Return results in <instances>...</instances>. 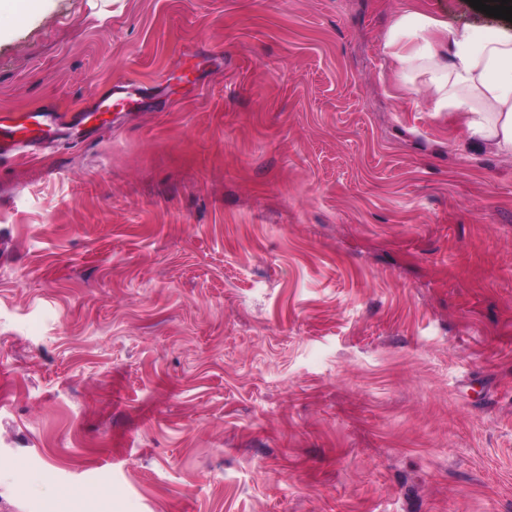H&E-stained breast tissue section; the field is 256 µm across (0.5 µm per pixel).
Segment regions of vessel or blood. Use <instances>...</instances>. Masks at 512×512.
I'll list each match as a JSON object with an SVG mask.
<instances>
[{
  "instance_id": "1",
  "label": "vessel or blood",
  "mask_w": 512,
  "mask_h": 512,
  "mask_svg": "<svg viewBox=\"0 0 512 512\" xmlns=\"http://www.w3.org/2000/svg\"><path fill=\"white\" fill-rule=\"evenodd\" d=\"M91 117L88 111L72 117L51 104L20 114L1 113L0 156L33 151L39 141L51 134L55 125L85 124Z\"/></svg>"
}]
</instances>
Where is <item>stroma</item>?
I'll return each instance as SVG.
<instances>
[{
  "instance_id": "obj_1",
  "label": "stroma",
  "mask_w": 512,
  "mask_h": 512,
  "mask_svg": "<svg viewBox=\"0 0 512 512\" xmlns=\"http://www.w3.org/2000/svg\"><path fill=\"white\" fill-rule=\"evenodd\" d=\"M468 0H40L0 113V512H512V158L381 45ZM112 87L101 92L95 105L78 116H69L60 112L54 105L48 104L39 109L20 114H0V156L14 153H29L35 150L42 139L48 137L55 125L86 124L94 113H103L100 108L111 101Z\"/></svg>"
}]
</instances>
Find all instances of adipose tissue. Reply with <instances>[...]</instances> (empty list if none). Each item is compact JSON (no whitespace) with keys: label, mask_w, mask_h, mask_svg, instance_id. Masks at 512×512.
I'll return each mask as SVG.
<instances>
[{"label":"adipose tissue","mask_w":512,"mask_h":512,"mask_svg":"<svg viewBox=\"0 0 512 512\" xmlns=\"http://www.w3.org/2000/svg\"><path fill=\"white\" fill-rule=\"evenodd\" d=\"M392 83L422 90L434 112H454L468 131L512 156V37L490 28L455 31L419 10L399 12L382 44Z\"/></svg>","instance_id":"adipose-tissue-1"}]
</instances>
